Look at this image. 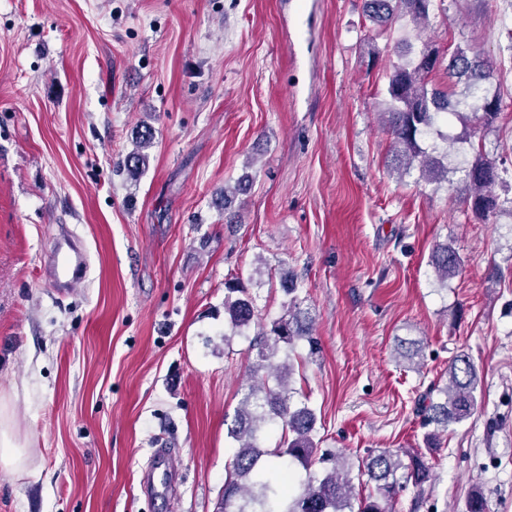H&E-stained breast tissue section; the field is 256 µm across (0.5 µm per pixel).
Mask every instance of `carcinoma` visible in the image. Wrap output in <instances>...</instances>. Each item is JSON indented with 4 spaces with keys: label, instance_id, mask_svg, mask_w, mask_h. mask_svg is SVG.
<instances>
[{
    "label": "carcinoma",
    "instance_id": "cac0c4a2",
    "mask_svg": "<svg viewBox=\"0 0 512 512\" xmlns=\"http://www.w3.org/2000/svg\"><path fill=\"white\" fill-rule=\"evenodd\" d=\"M435 0H365L364 11L370 20L391 25L407 19L415 25L429 22ZM443 60L439 49L423 44L415 57L392 65L386 88L384 123L392 137V152L401 171L418 165L422 174L434 180L448 179V166L438 158L440 144L451 138L442 126L448 117L466 126L462 141L471 137L477 124L488 127L501 110L498 94H480L478 83L469 82L460 95L429 86L430 77ZM448 69L460 76L487 78L478 53L468 54L456 49L449 58ZM152 144V133L145 129L138 134L135 147L123 160V167L132 176L148 166L144 149ZM470 187L468 204L475 215L485 217L501 209L503 202L493 188L500 180L498 168L480 150L464 169ZM431 266L443 284L459 274L462 261L448 245L436 247ZM282 290L288 296L284 314L271 325L255 323L254 299L239 282H224V345L237 336H245L252 324L258 332L250 341L255 357L248 368L245 392L227 426V437L235 445L230 469L224 478L221 512H391L403 484L423 486L430 480V467L421 456L407 451L382 450L375 455L350 462L340 453H325L313 460L317 416L305 404L294 403L290 377L294 370L288 351L303 338H310L312 317L302 309L298 284L291 273L280 275ZM421 347L401 341L396 359L419 365ZM448 379L437 388L439 400L429 399L424 407L427 425L434 426L428 440L438 441L451 423L472 417L477 410L482 379L479 369L465 353L448 363ZM281 430L276 451L265 446L268 435ZM279 459L271 465L266 458ZM300 463L306 477L298 491L290 495L283 475L290 470L288 461ZM358 467L374 483V492L353 509V486L349 474Z\"/></svg>",
    "mask_w": 512,
    "mask_h": 512
}]
</instances>
